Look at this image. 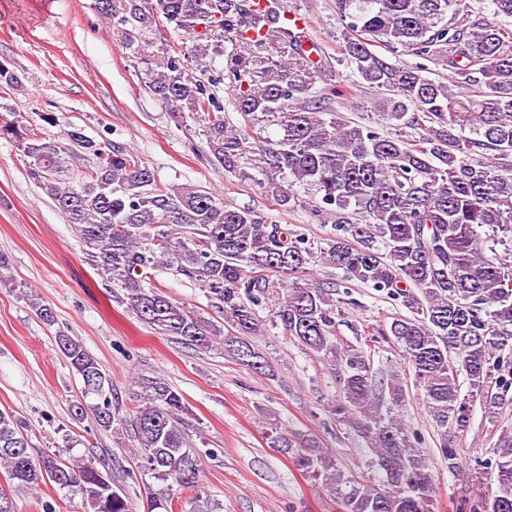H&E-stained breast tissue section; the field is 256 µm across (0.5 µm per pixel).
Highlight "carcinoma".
<instances>
[{
  "mask_svg": "<svg viewBox=\"0 0 512 512\" xmlns=\"http://www.w3.org/2000/svg\"><path fill=\"white\" fill-rule=\"evenodd\" d=\"M98 9L140 28L162 17L190 38L197 57L222 56L224 42H231L226 70L206 81L187 72L186 54L164 53L148 71L149 90L176 115H207L210 158L234 169L245 158L247 137L225 130L224 107L212 90L230 76L235 111L245 124L260 125L252 134L281 176L271 190L277 204L288 207L294 185L311 187L313 214L330 224L329 233L311 240L208 191L164 186L128 149L97 144L76 128L42 141L11 121L0 125V138L23 145L31 178L72 224L85 259L158 334L199 350L221 336L240 365L272 377L248 337L261 334L258 311L275 301L271 326L334 366L336 422L362 439L368 466L379 475L361 482L316 440L281 431L270 436L271 447L326 488L340 512H433L435 477L417 447L421 437L398 415L406 382L377 376L371 346L340 340L336 325L356 305L355 287L406 309L370 341L396 345L437 428L438 452L454 469L472 404L493 420L512 390V29L471 19L467 0H336L346 29L342 54L381 92L380 106L394 122V131L380 133L331 110V100L355 96L354 85L329 83L313 94L321 67L310 59L305 35L272 26L255 39L246 36L256 20L248 0H149L146 8L142 0H98ZM267 45L286 60L256 83L252 73ZM377 46L440 59L448 80L466 93L425 77L420 65L391 61ZM75 145L95 158L77 188L61 178ZM495 241L505 248L486 253ZM317 263L342 276L309 279ZM159 266L198 278L218 302L227 332L145 287ZM26 300L42 321L54 323L50 306L31 295ZM55 343L84 395L96 400L73 405L74 416L89 410L101 430L130 432L139 467L157 481L147 512H169L175 491L193 486L199 472L182 430L183 395L161 378H142L137 410L124 417L98 360L67 334ZM0 464L23 487L48 480L80 494L93 512H132L112 475L93 463L33 455L6 411H0ZM482 466L487 490L464 508L512 512L511 429L500 430L494 457Z\"/></svg>",
  "mask_w": 512,
  "mask_h": 512,
  "instance_id": "obj_1",
  "label": "carcinoma"
}]
</instances>
